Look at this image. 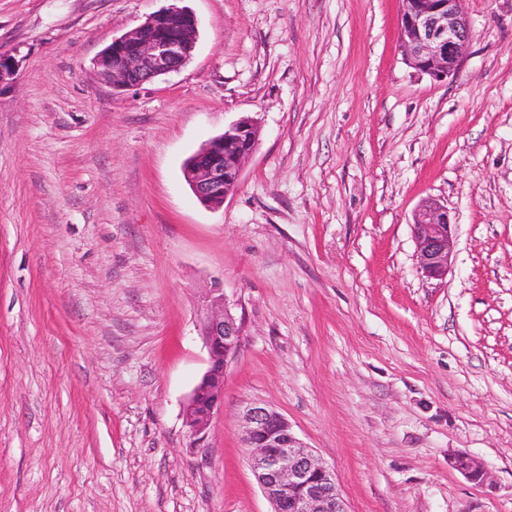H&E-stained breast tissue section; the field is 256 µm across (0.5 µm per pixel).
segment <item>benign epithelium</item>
Wrapping results in <instances>:
<instances>
[{"mask_svg": "<svg viewBox=\"0 0 512 512\" xmlns=\"http://www.w3.org/2000/svg\"><path fill=\"white\" fill-rule=\"evenodd\" d=\"M462 0H402L399 30L405 60L434 79L454 74L472 38ZM196 18L171 5L150 15L130 32L112 40L97 58L98 72L115 89L150 82L180 69L195 48ZM257 122L243 116L205 143L194 155L186 177L197 199L219 207L238 189L243 166L256 150ZM419 264L431 278L448 274L453 255L448 209L434 200L418 206L413 224ZM200 334L208 350V369L185 406L194 446L204 447L214 416L224 408V369L241 347L240 324L215 288L208 296ZM244 443L258 483L273 512H348L333 473L292 431L278 412L253 405L243 413ZM450 463L470 481L485 482V471L457 454Z\"/></svg>", "mask_w": 512, "mask_h": 512, "instance_id": "1", "label": "benign epithelium"}]
</instances>
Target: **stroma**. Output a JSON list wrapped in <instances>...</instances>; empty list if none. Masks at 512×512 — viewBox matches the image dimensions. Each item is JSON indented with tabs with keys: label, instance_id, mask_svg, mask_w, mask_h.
Listing matches in <instances>:
<instances>
[{
	"label": "stroma",
	"instance_id": "35a3bbf8",
	"mask_svg": "<svg viewBox=\"0 0 512 512\" xmlns=\"http://www.w3.org/2000/svg\"><path fill=\"white\" fill-rule=\"evenodd\" d=\"M181 4L192 58L115 90L98 55L168 0H0V512H272L253 404L349 512H512V0H462L441 81L403 58L401 0ZM243 116L257 148L206 207L183 165ZM428 198L441 279L416 258ZM216 286L242 345L197 448ZM452 225L448 209L434 200L422 201L415 212L412 226L417 257L428 277L448 274L454 247Z\"/></svg>",
	"mask_w": 512,
	"mask_h": 512
}]
</instances>
